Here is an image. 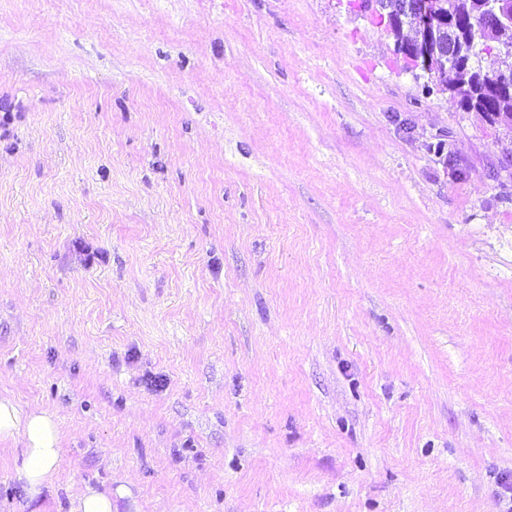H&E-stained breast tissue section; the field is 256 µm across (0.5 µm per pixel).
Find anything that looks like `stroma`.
<instances>
[{
    "label": "stroma",
    "instance_id": "35a3bbf8",
    "mask_svg": "<svg viewBox=\"0 0 512 512\" xmlns=\"http://www.w3.org/2000/svg\"><path fill=\"white\" fill-rule=\"evenodd\" d=\"M349 0H0V512H507L512 129ZM442 135L456 167L426 142ZM15 439L24 448L14 478L34 500L53 485L61 465L63 432L56 414L24 410L14 399L0 397V441ZM69 512H112L111 488L85 486L70 500Z\"/></svg>",
    "mask_w": 512,
    "mask_h": 512
}]
</instances>
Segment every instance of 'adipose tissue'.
<instances>
[{"label":"adipose tissue","mask_w":512,"mask_h":512,"mask_svg":"<svg viewBox=\"0 0 512 512\" xmlns=\"http://www.w3.org/2000/svg\"><path fill=\"white\" fill-rule=\"evenodd\" d=\"M15 439L24 448L14 478L33 500L53 485L61 465L63 432L56 414L26 410L14 399L0 397V441Z\"/></svg>","instance_id":"ef3b65f1"}]
</instances>
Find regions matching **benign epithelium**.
<instances>
[{"mask_svg": "<svg viewBox=\"0 0 512 512\" xmlns=\"http://www.w3.org/2000/svg\"><path fill=\"white\" fill-rule=\"evenodd\" d=\"M442 6L444 3L441 0H398L394 5V12L408 15L417 26V38L403 48L407 58L417 69H429L432 63V51L436 50V40L441 29L448 30V55L456 61L463 57L462 39L458 38L451 26L453 13L447 14L441 11ZM511 22L512 19L504 15L495 0H483L479 24L485 30L494 31ZM484 78L490 89L512 95V72L495 70L484 74Z\"/></svg>", "mask_w": 512, "mask_h": 512, "instance_id": "1", "label": "benign epithelium"}]
</instances>
